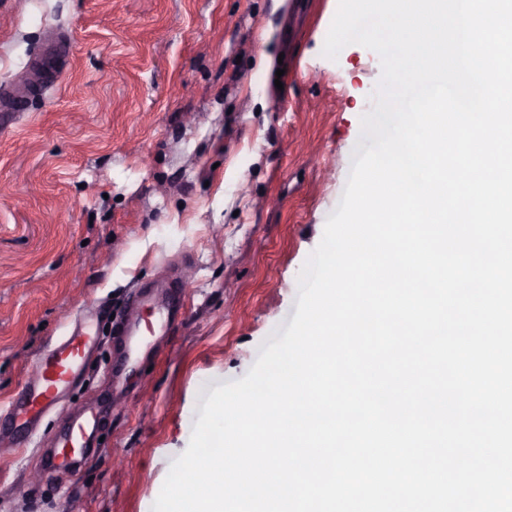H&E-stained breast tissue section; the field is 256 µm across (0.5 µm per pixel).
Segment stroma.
Instances as JSON below:
<instances>
[{
	"label": "stroma",
	"mask_w": 512,
	"mask_h": 512,
	"mask_svg": "<svg viewBox=\"0 0 512 512\" xmlns=\"http://www.w3.org/2000/svg\"><path fill=\"white\" fill-rule=\"evenodd\" d=\"M338 0H0V85L63 32L24 111H0V405L86 310L101 331L63 411L100 403L93 451L40 479L46 414L0 467V512H152L204 402L243 378L297 309L381 76L362 45L323 54ZM190 258L171 334L119 362L130 295Z\"/></svg>",
	"instance_id": "stroma-1"
}]
</instances>
